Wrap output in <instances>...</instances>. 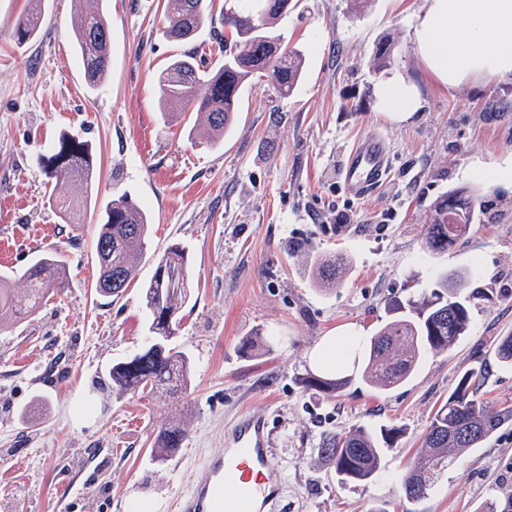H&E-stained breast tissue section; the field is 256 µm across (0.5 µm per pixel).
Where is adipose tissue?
<instances>
[{"label":"adipose tissue","instance_id":"ef3b65f1","mask_svg":"<svg viewBox=\"0 0 512 512\" xmlns=\"http://www.w3.org/2000/svg\"><path fill=\"white\" fill-rule=\"evenodd\" d=\"M414 36L425 72L444 87L478 79L512 83V0H425ZM378 97L397 121L420 107L416 86L400 77L381 84Z\"/></svg>","mask_w":512,"mask_h":512}]
</instances>
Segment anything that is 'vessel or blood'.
Returning a JSON list of instances; mask_svg holds the SVG:
<instances>
[{"label": "vessel or blood", "mask_w": 512, "mask_h": 512, "mask_svg": "<svg viewBox=\"0 0 512 512\" xmlns=\"http://www.w3.org/2000/svg\"><path fill=\"white\" fill-rule=\"evenodd\" d=\"M390 171V147L380 136L358 141L347 153L339 179L361 199L382 186ZM266 418L237 419L224 450L204 458L177 495L175 512H274L282 481L270 460Z\"/></svg>", "instance_id": "vessel-or-blood-1"}]
</instances>
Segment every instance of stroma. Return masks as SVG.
<instances>
[{
    "mask_svg": "<svg viewBox=\"0 0 512 512\" xmlns=\"http://www.w3.org/2000/svg\"><path fill=\"white\" fill-rule=\"evenodd\" d=\"M423 4L295 0L276 26L306 54L295 90L279 97L254 75L213 147L188 135L201 120L194 107L158 109L159 74L178 51L163 35L162 0H107L112 71L95 91L74 49L71 0H44L41 32L26 43L15 27L30 0H0V269L54 251L69 273L66 291L46 298L34 320L0 329V512H130L137 500L171 512L192 469L223 449L243 415L269 423L283 477L276 512H480L512 494V423L449 465L419 502L406 503L396 484L462 373L485 371L480 398L512 403V366L491 351L512 332V212L419 257L446 191L512 199V84L444 88L430 79L414 42ZM384 43L391 59L377 70ZM394 76L422 101L403 123L376 97ZM64 133L96 156V204L75 224L48 197L81 187L59 188L39 162ZM376 135L390 147L389 177L358 200L339 169L355 141ZM122 195L152 226L136 280L113 299L94 290V239L106 205ZM342 211L349 223H336ZM174 243L189 254L192 288L175 343L191 356L192 382L177 393L119 394L109 370L147 346L142 286ZM320 258L344 261L336 288L314 282ZM454 269L468 273L471 324L453 349L426 356L387 391L357 378L328 400L298 383L323 337L372 336L397 303L437 290L435 271ZM181 423L178 456L153 460L159 431ZM375 423L405 434L373 480L344 484L313 463L324 434Z\"/></svg>",
    "mask_w": 512,
    "mask_h": 512,
    "instance_id": "1",
    "label": "stroma"
}]
</instances>
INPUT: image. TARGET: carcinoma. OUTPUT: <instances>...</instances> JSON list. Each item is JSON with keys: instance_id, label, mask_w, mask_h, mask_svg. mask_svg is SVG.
Here are the masks:
<instances>
[{"instance_id": "carcinoma-1", "label": "carcinoma", "mask_w": 512, "mask_h": 512, "mask_svg": "<svg viewBox=\"0 0 512 512\" xmlns=\"http://www.w3.org/2000/svg\"><path fill=\"white\" fill-rule=\"evenodd\" d=\"M72 30L80 57L84 80L89 89L101 87L112 68V32L103 0H75ZM284 0H224V63L221 77L214 79L200 69L188 50L172 55L160 79L159 108L170 111L184 101L195 106L204 124L196 130L207 142L224 135L235 119L236 104L244 84L258 72H265L282 96H288L303 69L301 52L283 46L284 36L274 34L270 26L288 13ZM42 0L16 23V37L21 43L34 38L41 29L44 13ZM211 0H166L164 34L183 45L193 41L199 31L212 22ZM91 159L88 141L63 134L51 150L40 157L45 174L57 181L84 186V196L49 200L68 224L91 205L93 173L86 166L75 174L78 162ZM489 208L492 201L476 202L462 190L450 189L434 204L431 223L422 244V252L431 256L448 250L458 242L472 223L476 206ZM150 225L149 215L125 199H114L99 225L94 243L98 264L96 292L106 297H120L134 278L135 254L144 248ZM341 270L334 262L318 263L313 269L317 284H336ZM29 283L21 295L10 288L12 277ZM463 272H439L440 291L417 300L408 299V312L382 326L365 343L357 344L362 358V381L377 391L404 383L424 354L446 353L470 328L468 300L459 286ZM66 267L52 251L36 256L21 271L0 273V325L17 324L34 316L50 292L65 289ZM145 307L152 321L149 345L132 357L112 365V387L123 394H145L160 388H185L191 381L193 363L186 352L171 346L182 321V309L190 300L187 251L179 244L170 246L157 258L156 268L142 291ZM496 361L512 364V334L500 337L495 345ZM307 390L334 399L352 381L350 375H315L298 378ZM483 375L470 370L461 375L454 391L436 411L420 444L415 461L398 478L404 499L417 502L460 454L482 447L499 429L512 421V403L499 408L484 404L478 396ZM403 430L394 425H359L342 433L325 436L319 443L316 461L326 462L342 483L373 478L380 466L381 449L395 447ZM185 438V431L174 426L158 435L154 453L164 462Z\"/></svg>"}]
</instances>
